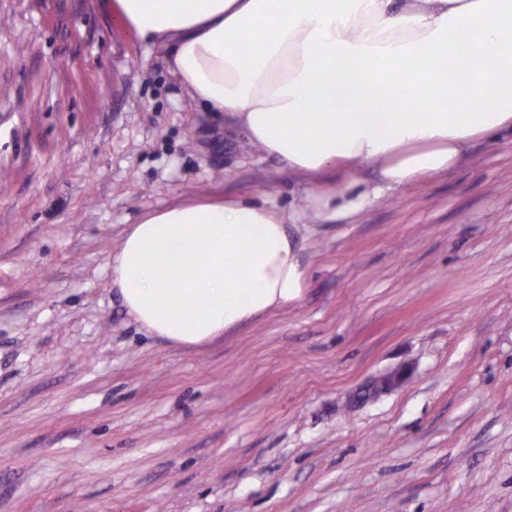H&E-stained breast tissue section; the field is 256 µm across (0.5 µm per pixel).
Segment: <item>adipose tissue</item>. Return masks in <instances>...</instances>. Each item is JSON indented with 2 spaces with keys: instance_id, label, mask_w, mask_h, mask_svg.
<instances>
[{
  "instance_id": "adipose-tissue-1",
  "label": "adipose tissue",
  "mask_w": 512,
  "mask_h": 512,
  "mask_svg": "<svg viewBox=\"0 0 512 512\" xmlns=\"http://www.w3.org/2000/svg\"><path fill=\"white\" fill-rule=\"evenodd\" d=\"M114 25L171 50L192 100L233 113L293 170H343L317 213L351 214L383 188L455 168L512 133V0H108ZM372 164L376 183L361 181ZM112 284L134 319L182 348L297 300L282 213L191 201L130 225Z\"/></svg>"
}]
</instances>
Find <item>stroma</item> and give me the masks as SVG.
I'll return each instance as SVG.
<instances>
[{"label": "stroma", "mask_w": 512, "mask_h": 512, "mask_svg": "<svg viewBox=\"0 0 512 512\" xmlns=\"http://www.w3.org/2000/svg\"><path fill=\"white\" fill-rule=\"evenodd\" d=\"M317 191L101 0H0V512H512V138L348 217ZM237 198L283 210L301 298L152 335L127 225Z\"/></svg>", "instance_id": "35a3bbf8"}]
</instances>
